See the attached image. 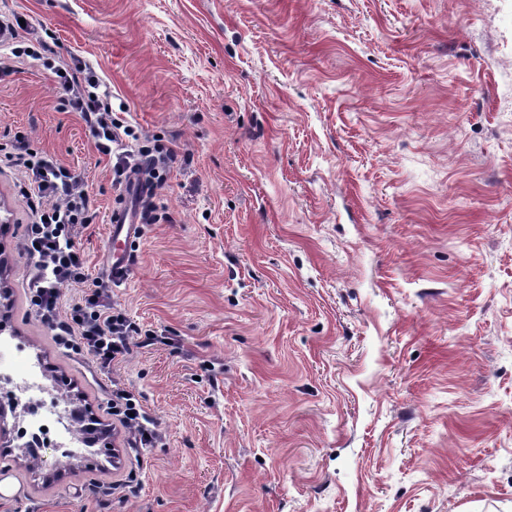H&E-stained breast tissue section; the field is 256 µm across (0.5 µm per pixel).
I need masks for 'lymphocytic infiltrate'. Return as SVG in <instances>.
I'll return each mask as SVG.
<instances>
[{"label": "lymphocytic infiltrate", "mask_w": 512, "mask_h": 512, "mask_svg": "<svg viewBox=\"0 0 512 512\" xmlns=\"http://www.w3.org/2000/svg\"><path fill=\"white\" fill-rule=\"evenodd\" d=\"M1 32L8 35L0 50L10 64L18 67L37 60L51 71L67 94L68 107L92 129L97 151L112 157L115 183L121 191H133L132 207L139 223H160L164 214L155 197L168 181L174 149L158 142L132 146L133 127L113 115L110 102L100 99V82L91 68L76 58L67 62L47 56L46 41L30 38L18 15L1 11ZM14 149L15 162L28 177L24 195L33 215L26 226L24 250L33 264L27 287L34 312L58 344L92 356L100 368H110L129 353L141 330L104 303L95 289L97 280L76 245L79 229L90 224L94 215L91 196L76 176L52 157L31 152L21 140ZM67 283L88 284L93 291L84 304L64 317L60 314L61 288ZM112 414L133 446L143 448L156 440V423L133 392L116 393Z\"/></svg>", "instance_id": "obj_1"}]
</instances>
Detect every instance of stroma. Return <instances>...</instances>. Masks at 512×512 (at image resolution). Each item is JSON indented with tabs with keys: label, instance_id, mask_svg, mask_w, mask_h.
Returning a JSON list of instances; mask_svg holds the SVG:
<instances>
[{
	"label": "stroma",
	"instance_id": "obj_1",
	"mask_svg": "<svg viewBox=\"0 0 512 512\" xmlns=\"http://www.w3.org/2000/svg\"><path fill=\"white\" fill-rule=\"evenodd\" d=\"M7 5L177 161L113 281L111 160L49 71L0 75V336L109 428L0 447V512H512V0ZM17 136L95 197L81 252L160 336L109 373L31 309ZM112 416L125 428L134 447H148L157 439L155 421L145 412L133 392L119 390L116 393L115 399H112Z\"/></svg>",
	"mask_w": 512,
	"mask_h": 512
}]
</instances>
